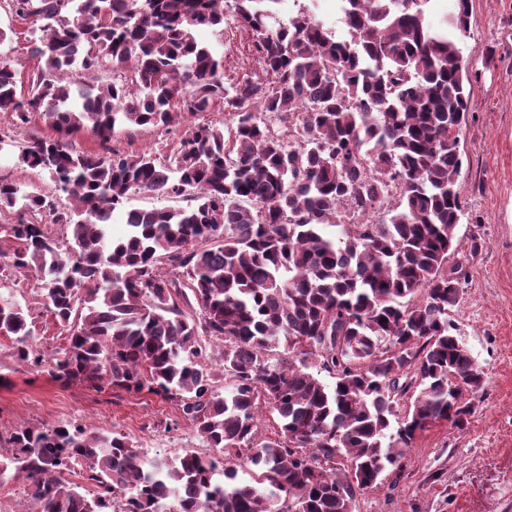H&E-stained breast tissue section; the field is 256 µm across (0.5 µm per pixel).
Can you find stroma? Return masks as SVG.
<instances>
[{
	"mask_svg": "<svg viewBox=\"0 0 512 512\" xmlns=\"http://www.w3.org/2000/svg\"><path fill=\"white\" fill-rule=\"evenodd\" d=\"M0 29L12 31L10 46L23 76L38 66L29 52L30 23L0 5ZM206 46L212 29L198 28ZM224 81L252 73L257 64L249 37L232 16L224 18ZM470 80L469 119L461 134L462 167L456 188L465 214L456 226V259L464 263L459 304L452 313L471 355L484 373L465 429L447 423L419 432L376 485L358 494L353 512H512V0H470V26L458 42ZM179 132L126 126L110 142L124 155L163 157ZM13 296L31 310L32 344L53 358L66 334L41 304L34 272L15 281ZM12 339L0 336V436L23 427L88 424L119 432L147 459L193 451L219 456L183 417L176 402L87 384H64L49 372L18 364Z\"/></svg>",
	"mask_w": 512,
	"mask_h": 512,
	"instance_id": "obj_1",
	"label": "stroma"
}]
</instances>
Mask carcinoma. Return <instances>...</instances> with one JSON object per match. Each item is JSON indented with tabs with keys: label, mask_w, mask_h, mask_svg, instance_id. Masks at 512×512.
<instances>
[{
	"label": "carcinoma",
	"mask_w": 512,
	"mask_h": 512,
	"mask_svg": "<svg viewBox=\"0 0 512 512\" xmlns=\"http://www.w3.org/2000/svg\"><path fill=\"white\" fill-rule=\"evenodd\" d=\"M278 2L233 0L261 72L226 86L224 55L192 34L223 38V0H4L41 22V65L19 95L16 59L0 50V112L22 124L40 112L56 136L15 144L53 190L0 179V209H18L0 235V289L37 270L43 308L67 332L55 379L175 400L224 453L149 461L122 434L20 428L0 485L24 479L33 512H352L419 432L468 424L483 372L449 319L463 265L448 255L464 215L457 35L469 0L452 33L425 22L430 0H344L343 40L307 11L283 22ZM217 105L233 109L229 136L190 125L164 163L70 142ZM136 193L188 205L125 208ZM30 317L0 295V336L38 369ZM203 336L223 343L224 395ZM310 358L333 384L303 369ZM262 401L279 417L274 439L258 437ZM242 461L255 482L236 481Z\"/></svg>",
	"instance_id": "carcinoma-1"
}]
</instances>
